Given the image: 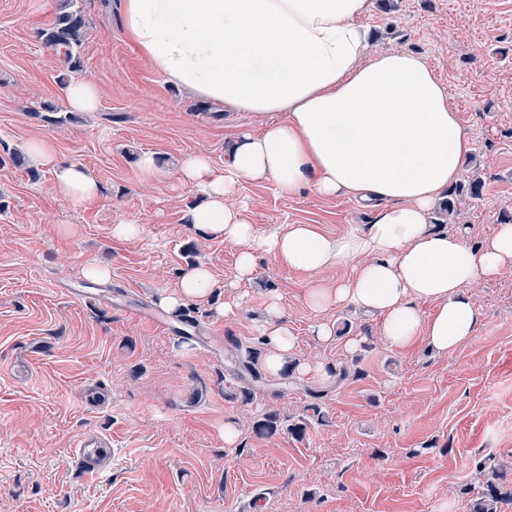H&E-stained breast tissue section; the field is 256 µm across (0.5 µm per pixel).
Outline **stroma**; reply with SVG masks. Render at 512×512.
I'll return each mask as SVG.
<instances>
[{"label": "stroma", "instance_id": "stroma-1", "mask_svg": "<svg viewBox=\"0 0 512 512\" xmlns=\"http://www.w3.org/2000/svg\"><path fill=\"white\" fill-rule=\"evenodd\" d=\"M77 3L86 20L78 74L100 105L50 125L33 111L62 105L63 68L38 34L59 0H0V512H470L464 488L484 458L507 466L502 486L512 487V272L467 286L483 324L448 356L424 344L399 352L375 319L347 309L329 314L342 340L318 343L301 299L309 274L267 259L238 283L242 308L224 320L237 249L185 224L194 194L176 171L192 154L223 167L256 122L166 82L126 37L122 0ZM366 24L375 51L415 53L444 83L473 144L459 181L481 189L446 192L455 212L435 205L432 225L483 244L495 225L512 224V0H374ZM36 139L92 168L101 195L78 208L60 198L29 150ZM146 151L163 166L147 185L136 173ZM233 203L261 232L315 224L336 236L373 219L355 202L287 195L264 180L243 182ZM126 221L136 232L115 234ZM94 262L110 267L108 280L84 277ZM197 263L214 274L212 294L167 312L168 328L145 319ZM91 286L111 302L78 299ZM274 293L299 338L292 362L326 375L246 389L229 352H266ZM184 315L202 339L181 338ZM347 336L362 345L346 349ZM342 367L350 375L340 382ZM309 387L326 392L314 411ZM270 412L276 432L255 434ZM301 418L297 436L289 427ZM228 419L238 431L230 448ZM89 431L112 441V467L95 477L71 464Z\"/></svg>", "mask_w": 512, "mask_h": 512}]
</instances>
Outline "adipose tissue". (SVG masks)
I'll list each match as a JSON object with an SVG mask.
<instances>
[{"instance_id":"1","label":"adipose tissue","mask_w":512,"mask_h":512,"mask_svg":"<svg viewBox=\"0 0 512 512\" xmlns=\"http://www.w3.org/2000/svg\"><path fill=\"white\" fill-rule=\"evenodd\" d=\"M372 9L373 0H124L123 26L167 82L260 122L238 135L223 169L190 155L177 170L196 195L185 220L237 247L235 281L251 279L261 254L307 272L351 265L336 286L315 281L305 291L319 315L310 328L316 341L337 338L326 311L352 307L378 321L392 348L421 341L447 356L483 323L465 285L512 271V224L479 246L433 228V206L458 181L472 141L426 60L404 49L371 52ZM30 150L71 206L99 196L93 169L61 162L42 143ZM260 179L291 195L350 199L372 208L373 220L336 237L311 224L257 232L227 200ZM215 286L200 263L160 303L173 311ZM424 302L435 305L427 317ZM267 310L263 368L277 375L297 338L278 296Z\"/></svg>"}]
</instances>
